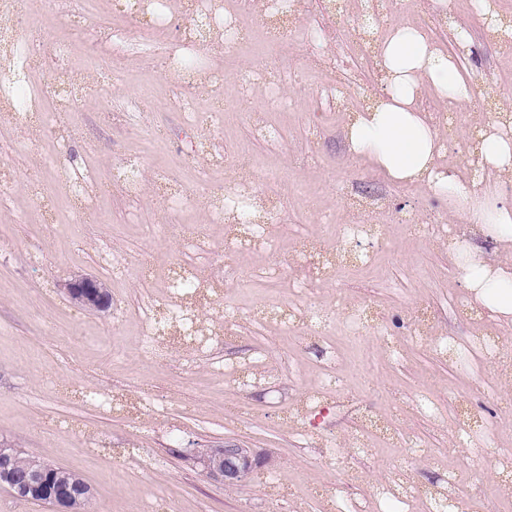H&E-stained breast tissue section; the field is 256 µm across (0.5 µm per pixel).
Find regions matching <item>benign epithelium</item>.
<instances>
[{
	"label": "benign epithelium",
	"instance_id": "1",
	"mask_svg": "<svg viewBox=\"0 0 512 512\" xmlns=\"http://www.w3.org/2000/svg\"><path fill=\"white\" fill-rule=\"evenodd\" d=\"M68 297L76 304L93 311L104 312L112 305V296L105 282L95 277H78L63 284ZM13 449L8 442L0 443V485L17 498L41 501L45 498L54 503L55 512H79L82 499L93 493L92 488L74 483L69 488H59L55 482V468L44 460L21 480L16 477L13 465ZM191 457L211 478L236 486L267 469L269 458L237 444L221 448L194 449Z\"/></svg>",
	"mask_w": 512,
	"mask_h": 512
}]
</instances>
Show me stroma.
I'll return each instance as SVG.
<instances>
[{
    "label": "stroma",
    "instance_id": "stroma-1",
    "mask_svg": "<svg viewBox=\"0 0 512 512\" xmlns=\"http://www.w3.org/2000/svg\"><path fill=\"white\" fill-rule=\"evenodd\" d=\"M157 2L165 35L150 42L125 39L126 0H65L64 13L13 21L22 38L49 28L70 42V81L96 92L67 112L42 101L46 134L0 114V439L80 475L97 512H326L328 493L363 512H429V490L450 482L478 512H512L496 450L485 446L512 449V388L495 379L492 353L461 368L434 344L467 342L483 325L448 253L449 235L472 228L447 200L392 184L346 151L349 113L379 86L374 44L351 23L364 0H304L281 22L234 0L239 38L223 49L184 43L191 0ZM379 7L382 26H423L468 71L474 102L449 125L443 161L469 175L468 129L512 99V43L488 34L472 0H454L445 20L431 0ZM87 13L99 27L84 25ZM455 25L468 30L467 47L454 41ZM176 50L214 77L192 113L172 106L183 76L163 58ZM115 54L121 78L92 70L94 58ZM247 67L288 77L245 93ZM218 105L224 122L213 126ZM243 153L252 172L237 163ZM53 156L92 187L91 209L57 181L45 163ZM159 172L176 197L158 195ZM246 180L271 204L265 248L212 216L211 195ZM33 183L49 193L54 223H44ZM347 224L373 233L344 238ZM434 224L448 235H432ZM189 231L199 247L184 246ZM305 241L342 262L303 295ZM177 261L223 281L217 302L190 311L233 324V335L200 348L165 336L145 345L142 308L177 302ZM273 265L279 276H267ZM78 276L106 283L108 311L67 298L62 285ZM330 372L340 384L308 404ZM463 409L480 433L461 431ZM227 441L268 455L264 474L227 488L179 455ZM361 443L368 456H356Z\"/></svg>",
    "mask_w": 512,
    "mask_h": 512
}]
</instances>
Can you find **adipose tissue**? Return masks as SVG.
<instances>
[{
	"mask_svg": "<svg viewBox=\"0 0 512 512\" xmlns=\"http://www.w3.org/2000/svg\"><path fill=\"white\" fill-rule=\"evenodd\" d=\"M380 90L353 113L344 129L351 157L365 159L389 181L415 184L448 199L464 223L506 248L503 256L479 254L452 238L448 252L464 274L468 301L497 326L512 325V204L502 201V184L512 179V102L477 130L479 160L472 176L442 164L447 138L442 118L425 111L422 91L452 110L471 106L474 87L452 55L414 25L390 27L378 43Z\"/></svg>",
	"mask_w": 512,
	"mask_h": 512,
	"instance_id": "1",
	"label": "adipose tissue"
}]
</instances>
